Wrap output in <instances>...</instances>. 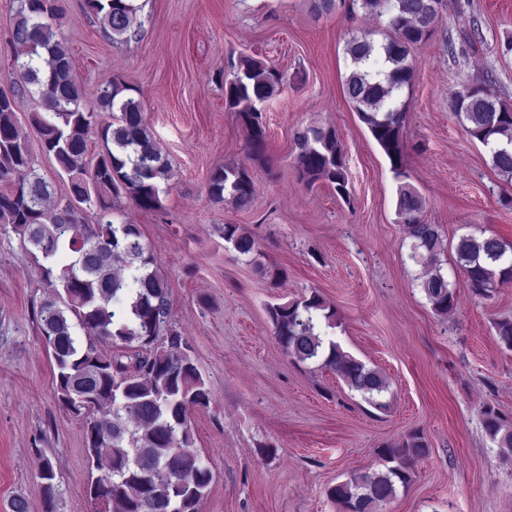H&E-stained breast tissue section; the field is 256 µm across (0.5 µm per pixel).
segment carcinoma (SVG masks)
<instances>
[{"label":"carcinoma","mask_w":512,"mask_h":512,"mask_svg":"<svg viewBox=\"0 0 512 512\" xmlns=\"http://www.w3.org/2000/svg\"><path fill=\"white\" fill-rule=\"evenodd\" d=\"M67 0H15L10 43L23 60L0 87V234L18 236L47 288L34 309L40 336L54 359L58 404L80 419L89 465L98 472L87 489L94 512H199L213 475L194 449L191 411L209 408L211 390L194 364L193 347L177 329L167 277L159 270L139 227L115 220L122 199L144 211L160 208V182L169 163L146 122L141 98L117 77L98 87V110L86 111L70 50L55 31ZM108 38L128 42L139 34L136 0H83ZM319 13L359 8L380 23L382 40L352 35L346 44L351 69L344 94L391 164L397 189V223L407 228L412 257L432 264L421 287L438 315L455 305L440 257L446 245L439 227L424 220V201L409 182L403 137L415 66L414 46L437 33L446 0H313ZM284 74L262 60L230 57L224 66L225 107L237 113L254 164L266 165V129L260 105L281 88ZM39 98L42 111L17 117L22 94ZM452 111L464 131L490 147L492 169L512 183V104L486 84L457 91ZM53 156L56 174L67 177L69 194L51 200V183L36 167L30 132ZM101 149L88 159L91 137ZM295 167L309 185L327 183L349 198L342 143L331 126L294 132ZM210 198L238 207L254 197L252 169L224 166L208 181ZM96 210V223L82 213ZM228 249L241 257L259 252L258 240L237 224L223 229ZM455 262L477 294L512 282V244L498 236H465ZM133 267L127 278L117 266ZM274 335L300 364L332 370L371 407L387 408L390 388L379 369L343 351L317 331L334 325L336 311L315 291L268 307ZM499 342L512 349V319L495 323ZM115 349L102 354L97 342ZM486 432L512 452V425L499 409H483ZM425 433L415 430L382 447L383 470L353 477L328 490L339 512H381L407 487L415 464L429 453ZM45 512H55L61 494L51 459L39 471Z\"/></svg>","instance_id":"1"}]
</instances>
